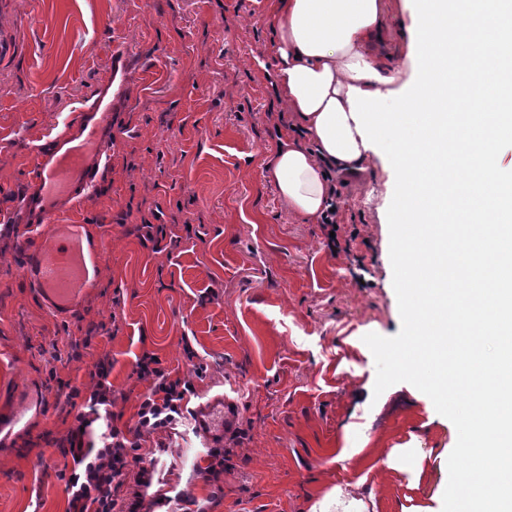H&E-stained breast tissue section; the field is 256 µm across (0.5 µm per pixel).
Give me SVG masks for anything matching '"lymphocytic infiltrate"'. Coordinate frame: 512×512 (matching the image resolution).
I'll return each mask as SVG.
<instances>
[{"label": "lymphocytic infiltrate", "mask_w": 512, "mask_h": 512, "mask_svg": "<svg viewBox=\"0 0 512 512\" xmlns=\"http://www.w3.org/2000/svg\"><path fill=\"white\" fill-rule=\"evenodd\" d=\"M112 361L102 358L90 373L88 396L71 391L66 406L77 407L75 425L62 443L73 467L65 476L68 512H154L159 498L149 497L155 469L136 438L112 425L115 391L110 381ZM138 379L150 381L137 411V430L154 433L172 425L183 414L182 402L194 395L191 381L171 378L159 358L146 352L134 369Z\"/></svg>", "instance_id": "1"}]
</instances>
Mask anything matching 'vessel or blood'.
Returning <instances> with one entry per match:
<instances>
[{"instance_id": "vessel-or-blood-1", "label": "vessel or blood", "mask_w": 512, "mask_h": 512, "mask_svg": "<svg viewBox=\"0 0 512 512\" xmlns=\"http://www.w3.org/2000/svg\"><path fill=\"white\" fill-rule=\"evenodd\" d=\"M110 108L101 94L84 106L76 144L46 157L40 164L42 178L37 189L25 192L20 200L21 207L33 215L24 226L25 234L42 240L27 253L26 268L41 298L58 315H71L86 288L93 285L80 227L58 223V203L95 189L98 167L108 159ZM192 414L206 446H223V397L199 404Z\"/></svg>"}]
</instances>
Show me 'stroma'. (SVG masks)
<instances>
[{"label": "stroma", "instance_id": "obj_1", "mask_svg": "<svg viewBox=\"0 0 512 512\" xmlns=\"http://www.w3.org/2000/svg\"><path fill=\"white\" fill-rule=\"evenodd\" d=\"M272 23L267 0H0V211L37 185L34 145L75 133L115 52L135 64L112 106L99 192L61 211L103 244L75 315L53 314L29 283L22 255L36 240L0 224V416L25 411L0 436V512H67L64 396L87 391L110 357L113 423L135 430L149 383L133 369L146 350L192 381L196 401L226 395L231 430L246 433L216 482L190 417L143 435V449L166 447L154 467L170 494L210 512H307L311 497L350 483L378 512H415L449 487L455 420L417 378L378 371L410 332L394 170L337 176L334 253L258 164L292 132L261 66ZM397 445L429 451L420 483L338 457Z\"/></svg>", "mask_w": 512, "mask_h": 512}]
</instances>
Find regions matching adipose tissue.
<instances>
[{
	"label": "adipose tissue",
	"mask_w": 512,
	"mask_h": 512,
	"mask_svg": "<svg viewBox=\"0 0 512 512\" xmlns=\"http://www.w3.org/2000/svg\"><path fill=\"white\" fill-rule=\"evenodd\" d=\"M387 0H271L273 86L298 137H284L259 165L289 212L319 223L339 174L391 163L401 188L392 214L400 226L404 313L411 348L399 365L418 375L437 404L456 413V479L465 491L436 494L417 512H512V416L499 398L512 393V369L486 365L483 350L451 360L452 336L501 335L512 318V278L501 279L506 250L491 249L500 212L512 213V166L500 139L512 133V0H414L411 43L380 58L367 46L385 28ZM456 34L452 51L444 35ZM430 47L417 57V40ZM410 70L404 92L394 73ZM478 251L483 287L448 273V246ZM308 512H377L352 484L309 501Z\"/></svg>",
	"instance_id": "ef3b65f1"
}]
</instances>
